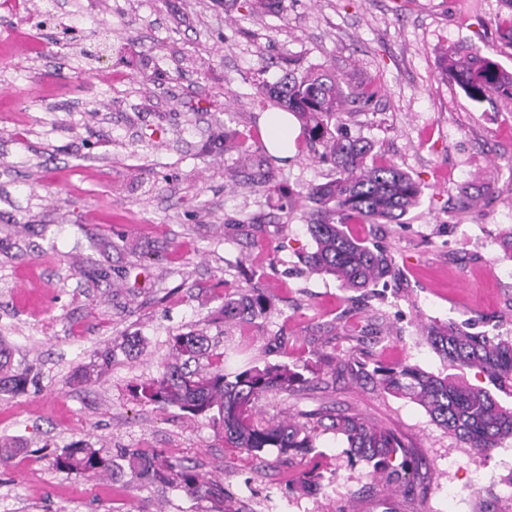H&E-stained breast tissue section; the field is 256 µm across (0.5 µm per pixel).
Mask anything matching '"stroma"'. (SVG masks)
I'll return each instance as SVG.
<instances>
[{
	"label": "stroma",
	"instance_id": "obj_1",
	"mask_svg": "<svg viewBox=\"0 0 512 512\" xmlns=\"http://www.w3.org/2000/svg\"><path fill=\"white\" fill-rule=\"evenodd\" d=\"M46 4L0 0V338L41 375L0 396V438L25 448L0 462V512H215L210 499L128 474L56 470L54 454L80 440L183 460L229 489L239 512H458L452 489L471 493L468 512H512L482 479L511 480L512 455L478 454L366 376L404 363L442 371L423 337L432 321L512 336V257L499 246L512 231V99L474 100L439 65L469 43L512 71L504 0H288L284 14L227 0H59L56 24L39 31L25 18ZM66 28L99 31L107 63ZM18 34L29 52L12 46ZM292 60L329 64L344 91L368 97L349 133L423 185L401 223L349 225L399 271L367 295L307 270V213L281 209L329 181L331 164L295 157L260 187L224 149L228 136L263 139L270 108L256 87ZM467 191L485 200L461 216ZM252 288L270 299L267 317L208 324L218 291ZM192 329L215 338L228 373L319 366L306 388L263 397L264 414L338 410L394 430L424 460L415 493L374 485L324 432L315 461L330 483L301 495L288 489L299 463L246 457L207 420L140 404L134 387L158 375L171 336ZM126 335L143 337L141 353L75 380Z\"/></svg>",
	"mask_w": 512,
	"mask_h": 512
}]
</instances>
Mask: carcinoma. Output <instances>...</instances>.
I'll return each mask as SVG.
<instances>
[{"instance_id":"carcinoma-1","label":"carcinoma","mask_w":512,"mask_h":512,"mask_svg":"<svg viewBox=\"0 0 512 512\" xmlns=\"http://www.w3.org/2000/svg\"><path fill=\"white\" fill-rule=\"evenodd\" d=\"M254 10L279 12L284 0H231ZM441 66L470 96L512 99V72L473 45L443 53ZM271 106L288 111L302 126L295 144H305L313 157L330 163L336 177L309 187L300 196L308 208L307 230L315 251L307 257L311 270L334 277L340 287L367 291L396 274L391 254L350 235L352 223L398 224L416 208L423 194L421 182L397 165L377 158L374 144L353 138L341 117L349 94L342 79L325 68L288 69L280 81L257 86ZM250 137L224 140V151L238 153L243 165L253 162ZM277 158L268 154L258 164L253 180L266 183ZM270 308L261 294L241 293L222 297L210 322L246 326ZM432 350L446 364V373H432L416 365L377 367L371 377L382 390L421 406L445 433L479 452L512 445V405L500 395L512 397V337L470 331L467 324L448 322L425 326ZM170 360L159 376L137 387L148 405L175 407L193 417H203L224 432L226 444L255 459L275 451L280 457L305 459L315 450L319 430L332 431L345 444L343 453L353 463H364L367 475L377 483L396 485L403 493L414 491L419 463L405 442L392 430L378 427L359 415L327 413L313 422L266 417L257 402L269 392L290 393L308 382L309 366L266 364L252 366L234 376L224 373V353L212 349L202 330L178 333L170 338ZM114 350L101 355V363L78 376L93 380L112 363ZM475 368L488 386L469 383L464 370ZM30 369L12 361V353L0 341V393L25 392ZM55 467L81 477H114L125 472L150 484L170 486L190 496H209L220 509L228 500L224 487L208 483L191 466L148 448H122L107 455L89 443H75L55 455ZM324 474L316 467L304 469L288 482L290 491L319 490Z\"/></svg>"}]
</instances>
